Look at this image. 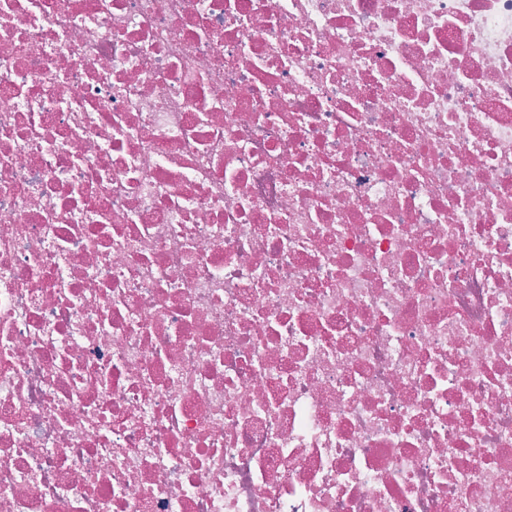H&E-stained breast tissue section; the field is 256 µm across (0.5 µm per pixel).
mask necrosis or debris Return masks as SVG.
<instances>
[{
	"instance_id": "necrosis-or-debris-1",
	"label": "necrosis or debris",
	"mask_w": 512,
	"mask_h": 512,
	"mask_svg": "<svg viewBox=\"0 0 512 512\" xmlns=\"http://www.w3.org/2000/svg\"><path fill=\"white\" fill-rule=\"evenodd\" d=\"M0 512H512V0H0Z\"/></svg>"
}]
</instances>
